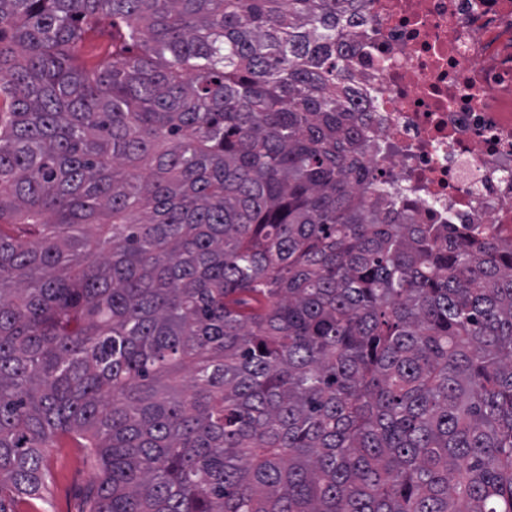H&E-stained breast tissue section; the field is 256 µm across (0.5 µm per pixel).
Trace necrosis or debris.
<instances>
[{
  "label": "necrosis or debris",
  "mask_w": 512,
  "mask_h": 512,
  "mask_svg": "<svg viewBox=\"0 0 512 512\" xmlns=\"http://www.w3.org/2000/svg\"><path fill=\"white\" fill-rule=\"evenodd\" d=\"M344 66L373 173L409 224L512 239V0H360Z\"/></svg>",
  "instance_id": "1"
}]
</instances>
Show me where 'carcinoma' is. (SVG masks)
Here are the masks:
<instances>
[{
  "label": "carcinoma",
  "instance_id": "carcinoma-1",
  "mask_svg": "<svg viewBox=\"0 0 512 512\" xmlns=\"http://www.w3.org/2000/svg\"><path fill=\"white\" fill-rule=\"evenodd\" d=\"M354 2L0 0V512H512V243L382 204ZM55 448L49 458L50 501L45 512H77L81 490L96 478V472L83 464L80 452L70 441Z\"/></svg>",
  "mask_w": 512,
  "mask_h": 512
}]
</instances>
